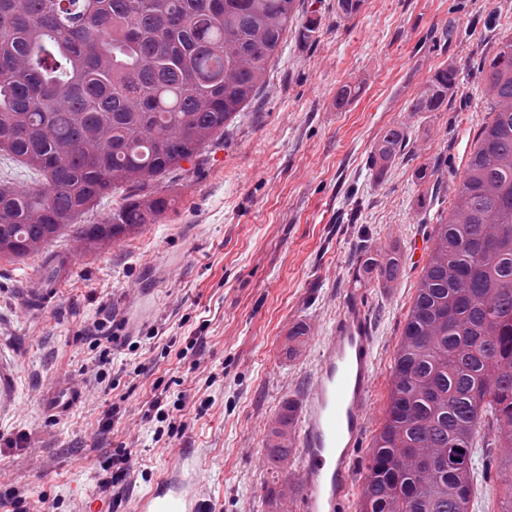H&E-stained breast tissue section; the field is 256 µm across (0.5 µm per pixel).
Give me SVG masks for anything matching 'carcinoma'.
Masks as SVG:
<instances>
[{"mask_svg":"<svg viewBox=\"0 0 512 512\" xmlns=\"http://www.w3.org/2000/svg\"><path fill=\"white\" fill-rule=\"evenodd\" d=\"M299 0H0V154L40 186L0 178V261L68 229L93 252L154 224L169 171L224 135L266 82ZM480 74L492 119L477 135L448 217L436 225L392 370L360 512H470L476 471L512 512V37ZM440 69L415 112L456 87ZM406 147L399 128L377 146ZM125 188L100 224L82 218ZM391 282L390 257L363 272ZM293 404L267 460L293 454Z\"/></svg>","mask_w":512,"mask_h":512,"instance_id":"carcinoma-1","label":"carcinoma"}]
</instances>
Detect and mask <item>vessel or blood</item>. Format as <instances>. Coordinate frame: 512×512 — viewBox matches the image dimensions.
<instances>
[{
  "label": "vessel or blood",
  "mask_w": 512,
  "mask_h": 512,
  "mask_svg": "<svg viewBox=\"0 0 512 512\" xmlns=\"http://www.w3.org/2000/svg\"><path fill=\"white\" fill-rule=\"evenodd\" d=\"M54 295L50 282L36 280L27 289L26 304L45 309ZM375 338L367 315L357 300H349L331 336L319 352L316 375L303 404L298 427V478L302 492L299 512H338L351 487L357 448L367 428L365 408L375 384ZM17 397L16 372L0 360V409ZM81 400L69 385L52 387L46 407L63 415ZM201 474L193 449L175 459L166 476L139 496L134 512H205Z\"/></svg>",
  "instance_id": "obj_1"
}]
</instances>
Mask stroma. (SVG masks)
<instances>
[{
    "mask_svg": "<svg viewBox=\"0 0 512 512\" xmlns=\"http://www.w3.org/2000/svg\"><path fill=\"white\" fill-rule=\"evenodd\" d=\"M270 77L223 139L157 183L169 201L141 232L85 252L73 235L39 255L0 264V354L17 372V401L0 413V499L27 491L20 512H83L103 495L112 450L132 468L120 512H133L185 448L195 449L210 512H267L269 428L285 402L300 403L318 354L349 294L376 336L377 381L344 512H359L373 437L390 390L394 356L418 287L433 227L455 194L492 107L479 66L512 35V0H364L357 15L336 0H304ZM458 72L440 111L412 100L442 68ZM345 86L356 94L337 108ZM408 145L376 175L386 129ZM432 170L421 182V169ZM429 210L416 206L421 194ZM400 255L390 284L357 277L366 258ZM55 295L42 311L24 303L53 261ZM138 324L110 346L90 332ZM307 334L290 348L288 332ZM197 355L186 346L195 337ZM112 362L100 366L103 350ZM103 380H95L96 371ZM83 398L66 416L45 399L54 384ZM182 399V426L156 437L154 397ZM121 412L108 418L113 403Z\"/></svg>",
    "mask_w": 512,
    "mask_h": 512,
    "instance_id": "stroma-1",
    "label": "stroma"
}]
</instances>
